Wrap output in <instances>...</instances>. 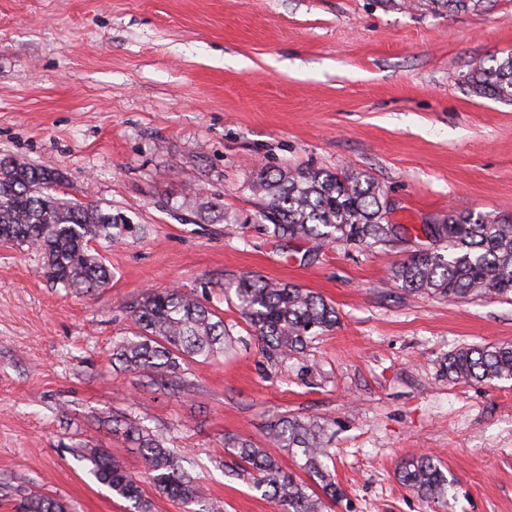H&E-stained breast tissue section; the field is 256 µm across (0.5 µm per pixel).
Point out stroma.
<instances>
[{
	"label": "stroma",
	"instance_id": "1",
	"mask_svg": "<svg viewBox=\"0 0 512 512\" xmlns=\"http://www.w3.org/2000/svg\"><path fill=\"white\" fill-rule=\"evenodd\" d=\"M512 51V0L440 14L427 0H0V158L46 165L64 193L140 225L102 250L108 288L72 294L40 251L0 242V512L48 494L75 512H128L86 473L91 441L158 494L140 454L97 425L130 414L194 464L222 512H273L225 472L232 436L264 445L284 416L328 427L343 497L331 512H512V381L456 383L444 364L471 344L512 343V299L397 288L411 245L310 254L270 238L254 172L295 166L372 177L392 221L438 223L466 206L512 218V104L469 91L474 63ZM220 203L199 217L190 189ZM308 288L339 322L270 361L226 280ZM179 288L234 338L178 381L112 366L135 329L128 306ZM432 456L451 486L434 504L399 480Z\"/></svg>",
	"mask_w": 512,
	"mask_h": 512
}]
</instances>
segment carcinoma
<instances>
[{
  "instance_id": "1",
  "label": "carcinoma",
  "mask_w": 512,
  "mask_h": 512,
  "mask_svg": "<svg viewBox=\"0 0 512 512\" xmlns=\"http://www.w3.org/2000/svg\"><path fill=\"white\" fill-rule=\"evenodd\" d=\"M448 12L482 6L485 0H434ZM465 83L479 96L512 103V53L478 62ZM57 170L17 159H0V241L43 254L54 283L76 293L107 287L112 271L97 245L116 242L138 231L135 225L98 204L60 198ZM253 186L262 195L259 211L275 239H305L320 249L336 243L358 248L392 245L397 233L422 232L434 247L414 250L392 267L390 280L399 288L445 298L512 296V219L456 208L439 224L411 230L397 226L384 191L360 172L296 167L260 170ZM224 295L240 312L269 360L286 359L305 349L312 339L338 324L336 308L317 293L292 283L247 275L224 285ZM134 336L116 343L112 359L126 371L168 379L184 375L191 362L217 360L233 340L216 310L195 295L173 288L146 291L129 305ZM448 378L483 383L512 378V344L462 346L448 354ZM137 449L148 468L154 489L190 507L188 512H218L205 486L186 470L165 438L143 422L112 420ZM271 448L300 455L299 468L323 495L310 491L303 480L286 472L270 448L243 437L225 443L231 455L228 468L248 481L274 504L276 512H323L322 496L336 500L340 488L326 460L331 458L326 427L305 416H285L268 432ZM79 458L90 464L97 482L129 502V512H152L139 479L112 460L98 444H78ZM400 482L439 503L448 495V478L430 456L402 466ZM199 509H194V506ZM24 512H72V507L49 495L34 494Z\"/></svg>"
}]
</instances>
